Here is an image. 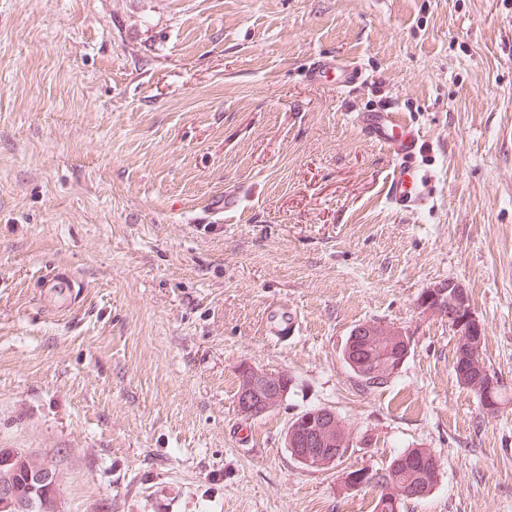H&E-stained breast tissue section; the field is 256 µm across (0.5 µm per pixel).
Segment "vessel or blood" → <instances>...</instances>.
<instances>
[{"mask_svg":"<svg viewBox=\"0 0 512 512\" xmlns=\"http://www.w3.org/2000/svg\"><path fill=\"white\" fill-rule=\"evenodd\" d=\"M331 70L339 74L340 84L344 87L358 82L362 77L360 69L340 60L318 61L311 76L317 79ZM355 121L370 140L387 148L395 161L386 190L388 203L402 211H415L423 207L427 196L422 186L427 177L419 169L422 143L404 114L395 111L361 112L356 115ZM266 324L269 336L281 343L294 336L298 327L296 314L282 302L268 305Z\"/></svg>","mask_w":512,"mask_h":512,"instance_id":"obj_1","label":"vessel or blood"}]
</instances>
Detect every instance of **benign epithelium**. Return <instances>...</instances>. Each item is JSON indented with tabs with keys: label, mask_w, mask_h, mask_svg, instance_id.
Segmentation results:
<instances>
[{
	"label": "benign epithelium",
	"mask_w": 512,
	"mask_h": 512,
	"mask_svg": "<svg viewBox=\"0 0 512 512\" xmlns=\"http://www.w3.org/2000/svg\"><path fill=\"white\" fill-rule=\"evenodd\" d=\"M421 312L455 318L457 331L454 370L475 391L483 408L493 414L498 404L489 397L495 380L475 374V364L481 355L484 329L472 310L467 292L459 283L447 282L425 290L417 300ZM386 344L392 351L388 361L389 372L396 374L409 356L413 339L398 325L370 322L353 330L343 348V358L352 366L363 364L357 359L359 348L369 344ZM291 379L285 373L268 372L251 365L240 367L237 375V405L239 414L253 419L275 409L286 397ZM285 447L292 458L309 470H330L352 447V439L336 413L324 409H310L296 416L288 424L284 435ZM28 472L31 485L16 479V468ZM373 471L351 468L342 473V483L349 490L374 485ZM60 475L48 461L14 450L0 451V512H63L59 498ZM383 491V505H396L402 499L422 498L428 495L420 485H407L394 479L377 485Z\"/></svg>",
	"instance_id": "benign-epithelium-1"
}]
</instances>
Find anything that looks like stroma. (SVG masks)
Instances as JSON below:
<instances>
[{
  "mask_svg": "<svg viewBox=\"0 0 512 512\" xmlns=\"http://www.w3.org/2000/svg\"><path fill=\"white\" fill-rule=\"evenodd\" d=\"M320 55L364 81L309 78ZM383 109L421 138L423 210L390 207L393 159L353 120ZM57 266L73 302L37 286ZM450 279L497 413L417 307ZM373 320L413 347L364 391L342 347ZM245 363L292 380L250 420ZM321 407L353 435L328 471L284 445ZM1 448L56 466L64 512H373L342 471L408 448L442 476L401 512H512V0H0ZM266 310L268 335L276 342H288L298 327L296 314L282 302L270 303Z\"/></svg>",
  "mask_w": 512,
  "mask_h": 512,
  "instance_id": "35a3bbf8",
  "label": "stroma"
}]
</instances>
